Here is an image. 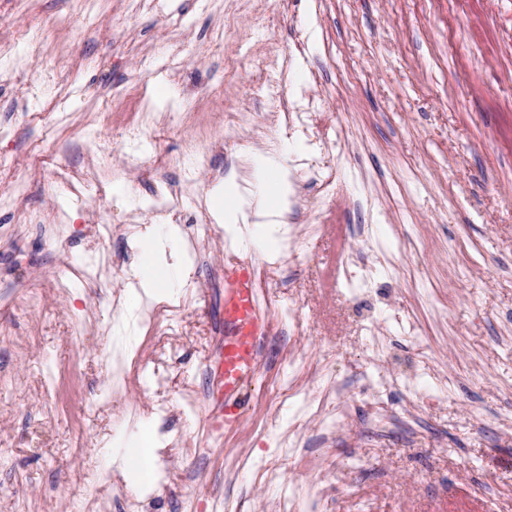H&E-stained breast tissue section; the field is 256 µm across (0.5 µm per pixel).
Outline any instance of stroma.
Wrapping results in <instances>:
<instances>
[{"label":"stroma","mask_w":512,"mask_h":512,"mask_svg":"<svg viewBox=\"0 0 512 512\" xmlns=\"http://www.w3.org/2000/svg\"><path fill=\"white\" fill-rule=\"evenodd\" d=\"M98 11L93 25L70 0H0V35L47 25L42 43L19 44L20 72L37 83L55 70L70 94L60 126L46 103L0 86V153L28 186L17 199L0 181V512H69L91 490L137 512H180L188 496L195 512H276L277 494L294 492L299 512H512V0H98ZM128 85L148 115L113 111ZM296 100L310 104L320 171L273 153L292 169L295 241L270 256L234 247L212 191L231 170L252 178L243 146L289 140L274 107ZM190 103L194 119L177 123ZM197 141L207 162L189 185ZM90 166L103 192L73 203L51 173ZM177 186L179 224L205 215L210 245L184 262L171 336L120 298L138 254L125 224L155 230L152 193ZM55 207L64 225L17 219ZM98 212L111 238L91 233ZM91 255L108 271L76 279L69 262ZM232 262L279 266L288 283L258 294L270 333L248 415L228 431L214 367ZM126 353L162 386L117 383L113 358ZM292 354L310 364L306 396L330 414L344 406L332 432L279 402ZM415 381L436 397L412 419L400 386ZM379 387L395 418L378 424ZM290 430L300 445L286 456L277 437ZM144 432L164 443L151 492L111 466L84 483L88 460L122 455ZM273 461L278 493L237 474Z\"/></svg>","instance_id":"obj_1"}]
</instances>
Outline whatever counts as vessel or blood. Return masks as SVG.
<instances>
[{"mask_svg":"<svg viewBox=\"0 0 512 512\" xmlns=\"http://www.w3.org/2000/svg\"><path fill=\"white\" fill-rule=\"evenodd\" d=\"M269 322L256 302L254 271L244 265L224 269V345L220 366L224 388V425L243 420L245 391L256 376Z\"/></svg>","mask_w":512,"mask_h":512,"instance_id":"1","label":"vessel or blood"}]
</instances>
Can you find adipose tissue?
<instances>
[{
	"mask_svg": "<svg viewBox=\"0 0 512 512\" xmlns=\"http://www.w3.org/2000/svg\"><path fill=\"white\" fill-rule=\"evenodd\" d=\"M255 179L256 190L251 198L255 199L258 212L266 223H277L290 205V172L286 166L274 159L261 157L256 161ZM216 195L222 201L218 213L220 223L234 243H242L240 226L248 221L245 206L251 198H244L240 194L236 172L231 171L225 175L224 184L217 189ZM167 245V238L162 236H148L140 243L139 262L135 274L146 296H155L165 288L184 282L188 277L181 261L167 260ZM158 449L156 439L140 442L133 454L123 455L118 463L119 469L130 478L138 490H151L155 484Z\"/></svg>",
	"mask_w": 512,
	"mask_h": 512,
	"instance_id": "ef3b65f1",
	"label": "adipose tissue"
}]
</instances>
